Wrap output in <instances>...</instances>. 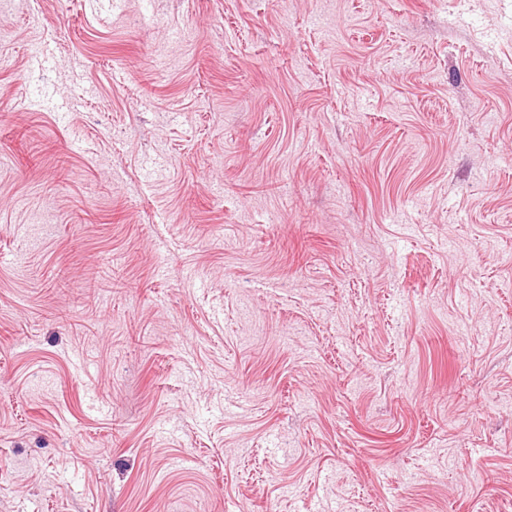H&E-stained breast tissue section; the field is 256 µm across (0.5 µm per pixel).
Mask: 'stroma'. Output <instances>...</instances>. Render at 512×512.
Returning a JSON list of instances; mask_svg holds the SVG:
<instances>
[{"instance_id": "1", "label": "stroma", "mask_w": 512, "mask_h": 512, "mask_svg": "<svg viewBox=\"0 0 512 512\" xmlns=\"http://www.w3.org/2000/svg\"><path fill=\"white\" fill-rule=\"evenodd\" d=\"M0 512H512V0H0Z\"/></svg>"}]
</instances>
